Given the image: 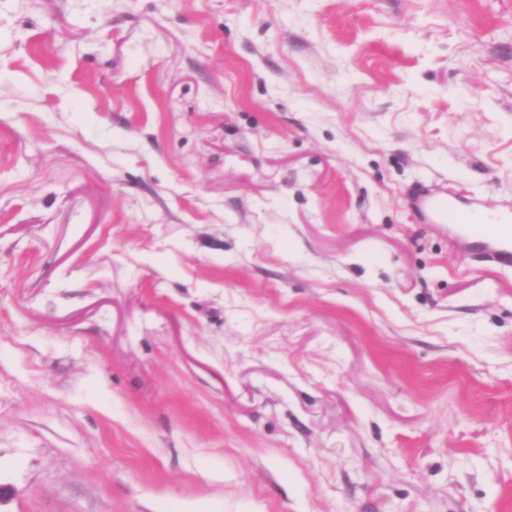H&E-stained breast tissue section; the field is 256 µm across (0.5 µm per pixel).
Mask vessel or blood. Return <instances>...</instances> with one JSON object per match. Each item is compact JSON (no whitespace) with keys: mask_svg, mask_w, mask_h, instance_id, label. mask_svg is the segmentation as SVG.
<instances>
[{"mask_svg":"<svg viewBox=\"0 0 512 512\" xmlns=\"http://www.w3.org/2000/svg\"><path fill=\"white\" fill-rule=\"evenodd\" d=\"M414 205L432 224H448L479 248L482 257L500 267H512V216H492L478 200H462L456 192H417Z\"/></svg>","mask_w":512,"mask_h":512,"instance_id":"vessel-or-blood-1","label":"vessel or blood"}]
</instances>
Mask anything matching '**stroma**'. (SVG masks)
<instances>
[{
    "instance_id": "35a3bbf8",
    "label": "stroma",
    "mask_w": 512,
    "mask_h": 512,
    "mask_svg": "<svg viewBox=\"0 0 512 512\" xmlns=\"http://www.w3.org/2000/svg\"><path fill=\"white\" fill-rule=\"evenodd\" d=\"M512 0H0V512H512ZM455 191H418L414 206L430 224L452 225L461 237L479 247V254L500 267H512V215L486 214L476 199H466Z\"/></svg>"
}]
</instances>
